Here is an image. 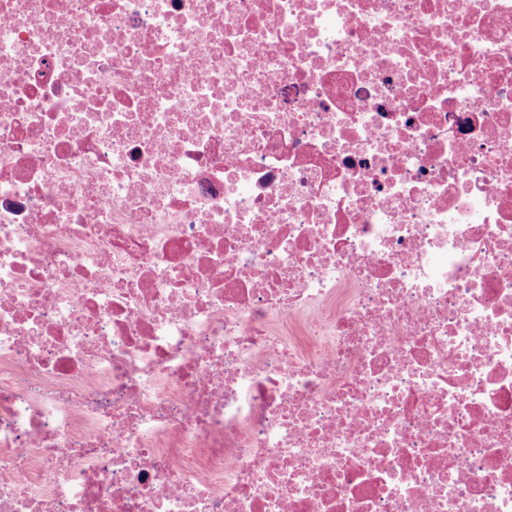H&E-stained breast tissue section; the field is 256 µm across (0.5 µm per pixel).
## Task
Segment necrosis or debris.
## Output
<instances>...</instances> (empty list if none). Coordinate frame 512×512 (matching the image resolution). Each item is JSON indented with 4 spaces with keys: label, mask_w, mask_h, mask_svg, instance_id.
I'll return each instance as SVG.
<instances>
[{
    "label": "necrosis or debris",
    "mask_w": 512,
    "mask_h": 512,
    "mask_svg": "<svg viewBox=\"0 0 512 512\" xmlns=\"http://www.w3.org/2000/svg\"><path fill=\"white\" fill-rule=\"evenodd\" d=\"M0 512H512V0H0Z\"/></svg>",
    "instance_id": "1"
}]
</instances>
